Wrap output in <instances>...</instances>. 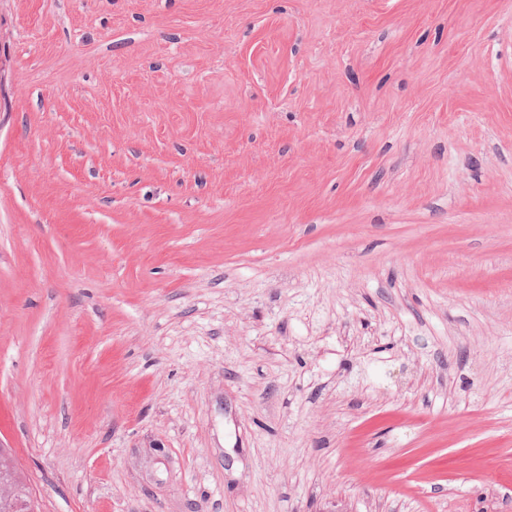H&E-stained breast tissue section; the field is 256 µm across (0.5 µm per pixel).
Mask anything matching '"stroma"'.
<instances>
[{"mask_svg": "<svg viewBox=\"0 0 512 512\" xmlns=\"http://www.w3.org/2000/svg\"><path fill=\"white\" fill-rule=\"evenodd\" d=\"M0 445L40 512H512V0H0Z\"/></svg>", "mask_w": 512, "mask_h": 512, "instance_id": "35a3bbf8", "label": "stroma"}]
</instances>
